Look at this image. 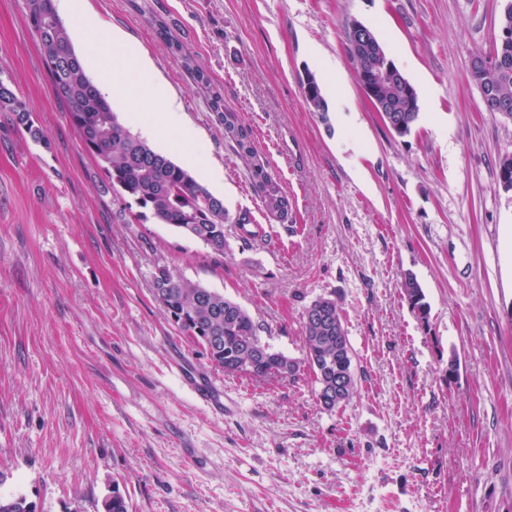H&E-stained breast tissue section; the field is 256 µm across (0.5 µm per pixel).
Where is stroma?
Listing matches in <instances>:
<instances>
[{"label": "stroma", "instance_id": "1", "mask_svg": "<svg viewBox=\"0 0 512 512\" xmlns=\"http://www.w3.org/2000/svg\"><path fill=\"white\" fill-rule=\"evenodd\" d=\"M133 35L181 104L229 215L218 253L140 217L114 193L60 106L24 0H0V77L44 135L0 112V496L36 512H512V115L470 77L504 0H89ZM211 80L202 88L157 32ZM375 33L415 87L398 136L345 52ZM336 73L327 117L306 73ZM218 91L286 192L267 215L211 108ZM224 294L273 350L303 361L300 320L320 296L345 317L359 379L321 407L308 373L255 379L214 368L157 301L153 272ZM414 275L429 306L413 313ZM186 362L237 400L215 418L181 383ZM404 290L412 311L415 312L421 320H426L429 311L428 304L425 302V295L416 278L410 274L405 278Z\"/></svg>", "mask_w": 512, "mask_h": 512}]
</instances>
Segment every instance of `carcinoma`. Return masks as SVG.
Returning a JSON list of instances; mask_svg holds the SVG:
<instances>
[{"label":"carcinoma","mask_w":512,"mask_h":512,"mask_svg":"<svg viewBox=\"0 0 512 512\" xmlns=\"http://www.w3.org/2000/svg\"><path fill=\"white\" fill-rule=\"evenodd\" d=\"M44 50V57H55L58 77L51 78L57 99L68 112L84 148L93 155L106 171L112 190L131 197L136 205L150 212L161 224H170L182 233L222 253L226 247L224 225L239 227V239L251 245L262 239L257 231L249 229L252 218L248 211H241L231 219L224 209V202L201 184L193 172L155 150L147 140L135 134L124 124L111 104L87 75L80 57L74 50L65 24L45 16L33 26ZM167 37L169 48L180 64L194 72L197 81L209 87L207 74L194 64L179 41L170 37L165 25L158 28ZM489 60L494 66L487 69L471 67V79L479 88L491 86L498 105L484 104L488 112H498L505 107L512 112V40L496 39ZM307 102L314 111L326 118L327 104L316 79L308 82L305 90ZM400 111L393 113L392 131L403 137L411 133L419 118L418 97H406L393 92ZM212 109L224 124V139L246 163L255 190L268 213L280 217L288 214V196L279 182L271 177L266 164L259 156L253 142L252 131L242 124L236 112L224 106L223 97L214 92ZM0 112H10L15 123L22 127L36 142L44 141L42 130L34 124L27 104L20 99L10 84L0 79ZM404 290L412 311L425 320L428 304L416 278L406 276ZM155 294L162 295L165 311L189 333L198 344L206 346L214 339L215 350L208 359L227 375L237 373L230 367L236 360L234 354L247 344L264 345L260 333L262 325L237 302L201 286H193L178 278L166 265L156 267ZM301 331L306 349V361L311 374L316 366L332 365L336 374H345L354 368L353 361L336 355V350L351 346L347 333L336 329V321L316 322L305 314ZM286 356L268 349L265 358L253 363L251 375L265 378L284 372ZM0 512H35L23 497L0 498Z\"/></svg>","instance_id":"carcinoma-1"}]
</instances>
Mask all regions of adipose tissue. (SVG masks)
I'll return each instance as SVG.
<instances>
[{
    "instance_id": "1",
    "label": "adipose tissue",
    "mask_w": 512,
    "mask_h": 512,
    "mask_svg": "<svg viewBox=\"0 0 512 512\" xmlns=\"http://www.w3.org/2000/svg\"><path fill=\"white\" fill-rule=\"evenodd\" d=\"M60 12L73 18L79 32H104L116 50L105 57L99 45L88 44L84 63L96 73V86L105 96L116 102L131 98L141 107L142 134L148 139H165L169 145L186 148L184 160L200 170L203 184L221 189V172L201 161L188 147L196 131L183 120L182 108L164 84L152 74L149 61L140 56L136 43L120 29L111 27L88 5L87 0H58Z\"/></svg>"
}]
</instances>
